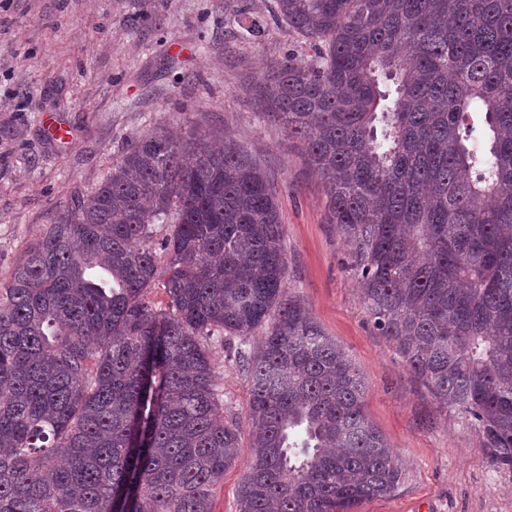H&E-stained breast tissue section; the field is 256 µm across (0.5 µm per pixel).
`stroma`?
<instances>
[{"label":"stroma","mask_w":512,"mask_h":512,"mask_svg":"<svg viewBox=\"0 0 512 512\" xmlns=\"http://www.w3.org/2000/svg\"><path fill=\"white\" fill-rule=\"evenodd\" d=\"M274 0H5L0 6V288L72 194L91 195L129 138L156 130L229 138L265 169L285 226L286 288L352 359L365 410L404 467L398 488L360 512H512V468L494 463L469 418L440 403L374 327L348 248L299 141L262 119L258 78L309 50L272 16ZM262 20L258 39L241 27ZM69 126L64 143L46 120ZM258 335L209 340L236 462L213 512H238L253 450L249 378Z\"/></svg>","instance_id":"obj_1"}]
</instances>
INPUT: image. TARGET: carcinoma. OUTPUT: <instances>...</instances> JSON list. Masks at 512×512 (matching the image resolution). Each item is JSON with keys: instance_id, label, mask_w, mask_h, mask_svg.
Instances as JSON below:
<instances>
[{"instance_id": "1", "label": "carcinoma", "mask_w": 512, "mask_h": 512, "mask_svg": "<svg viewBox=\"0 0 512 512\" xmlns=\"http://www.w3.org/2000/svg\"><path fill=\"white\" fill-rule=\"evenodd\" d=\"M274 5L312 54L262 77L263 117L303 142L374 325L512 467V0ZM284 235L265 173L207 133L135 136L72 195L0 289V512H213L239 447L216 332L262 331L239 512L393 492L363 379L285 287Z\"/></svg>"}]
</instances>
